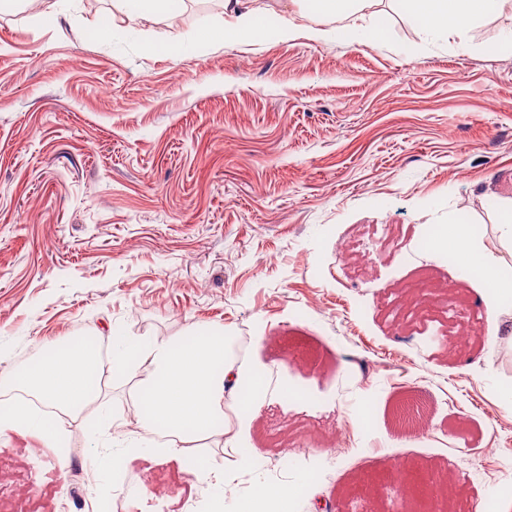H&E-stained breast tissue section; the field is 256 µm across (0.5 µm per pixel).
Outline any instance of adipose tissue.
Returning <instances> with one entry per match:
<instances>
[{"label":"adipose tissue","mask_w":512,"mask_h":512,"mask_svg":"<svg viewBox=\"0 0 512 512\" xmlns=\"http://www.w3.org/2000/svg\"><path fill=\"white\" fill-rule=\"evenodd\" d=\"M512 0H399L403 9L424 29L448 38L463 26L502 13ZM224 26L220 32L205 29L201 39L220 36L224 42L259 39L267 30L260 20L259 0H220ZM302 6L311 20L309 36L327 42L355 39L363 35L367 42L379 43L386 32L381 16L374 10L375 0H292ZM441 245L453 247L460 266L482 265L492 271V286L498 293L492 304L494 334L505 335V321L512 317V266L499 261L481 236L465 235L455 222L444 226ZM132 381L134 421L125 416L112 420L110 460L121 465L128 458L146 454L136 445L133 430L163 432L167 440L156 449V456L184 461L195 459L210 488V499L220 502L231 475L211 467L198 454L200 441L208 440L235 459L237 470L249 469L253 461L241 450L238 434L224 422V404L247 410L257 409L260 390L267 387V369H252V387L242 385V366L232 350V338L223 327L198 326L192 342L179 338H136L119 333L109 338L106 351H99L81 340H73L68 351L48 350L30 368L15 372L11 382L18 389L35 395L52 406L49 414H34L15 407L7 429L18 434H34L46 443H54L66 420L76 418L103 394L100 384L104 372Z\"/></svg>","instance_id":"1"}]
</instances>
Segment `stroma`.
Listing matches in <instances>:
<instances>
[{"label": "stroma", "instance_id": "35a3bbf8", "mask_svg": "<svg viewBox=\"0 0 512 512\" xmlns=\"http://www.w3.org/2000/svg\"><path fill=\"white\" fill-rule=\"evenodd\" d=\"M386 37L198 42L221 29L216 0H188L179 23L129 22L113 0H39L0 9V376L50 344L110 327L184 336L198 324L260 325L250 358L272 381L305 364L327 407L271 395L236 412L256 462L236 486L288 473L307 481L295 512H365L355 481L373 476L392 505L394 461L458 474L456 512L512 502V408L500 400L512 353L495 342L454 357L434 337L487 314L488 284L429 251L399 259L426 227L467 214L495 235L512 198V12L443 40L394 0H377ZM370 254L337 263L338 239ZM443 281L459 298L419 312L404 283ZM105 395L60 452L0 433V512H188L209 493L193 466L132 458L90 469L113 407ZM409 396L429 406L426 438L397 435ZM346 422L348 452L310 449L296 430ZM496 453L483 457L482 449ZM166 493L129 497L123 476ZM31 488L21 497L18 487Z\"/></svg>", "mask_w": 512, "mask_h": 512}]
</instances>
